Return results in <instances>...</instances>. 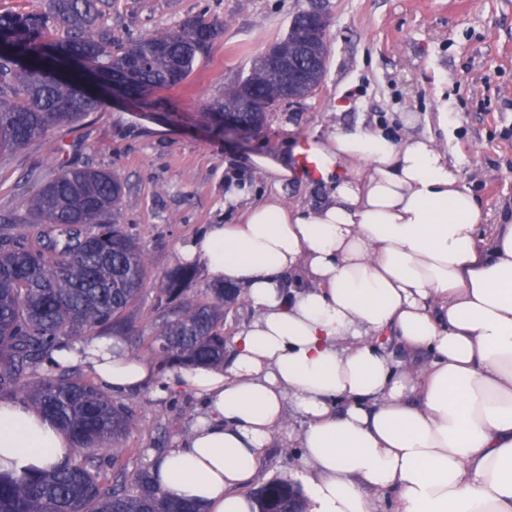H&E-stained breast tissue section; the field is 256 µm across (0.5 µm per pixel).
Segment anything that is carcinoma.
Here are the masks:
<instances>
[{
    "instance_id": "obj_1",
    "label": "carcinoma",
    "mask_w": 512,
    "mask_h": 512,
    "mask_svg": "<svg viewBox=\"0 0 512 512\" xmlns=\"http://www.w3.org/2000/svg\"><path fill=\"white\" fill-rule=\"evenodd\" d=\"M106 0H48L43 12L0 14V152L19 149L49 129L74 125L104 100L90 95L84 72L107 82L127 63H140L133 89L142 95L176 87L192 71L197 53L219 33L215 24L185 21L138 38L119 52L95 32ZM69 37L45 43L51 26ZM316 65L326 69V31L315 36ZM288 88V67L258 58L250 73L215 106L211 119L224 125V110L248 98L255 105ZM123 185L114 173L91 166L65 167L27 201L29 232L0 229V396H16L56 424L72 443L70 462L48 473L15 477L0 472V512H203L157 488L149 470L115 481L103 467L128 453L121 440L138 425L133 406L52 354L75 340L132 335L130 313L148 279L147 254L117 223ZM194 264L168 271L156 288L159 324L148 343L150 363L164 373L175 367L224 362V284L209 298L191 295ZM276 479L249 491L256 512H286L288 491Z\"/></svg>"
}]
</instances>
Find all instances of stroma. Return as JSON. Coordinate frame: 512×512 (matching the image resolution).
<instances>
[{
  "label": "stroma",
  "mask_w": 512,
  "mask_h": 512,
  "mask_svg": "<svg viewBox=\"0 0 512 512\" xmlns=\"http://www.w3.org/2000/svg\"><path fill=\"white\" fill-rule=\"evenodd\" d=\"M329 16L323 80L299 104L268 112L260 131L243 137L219 130L212 104L284 37L308 0H108L97 29L120 47L157 28L188 19L221 23L219 37L198 55L178 87L144 98H110L72 126L56 127L24 147L0 154V214L26 213L28 198L65 166L90 165L124 183L118 221L143 245L150 281L134 310L135 333L151 335L155 285L180 263L178 246L212 224L233 223L230 188L256 200L271 186L244 167L248 154H285L298 139L353 126L384 128L393 140L418 115L416 133L441 138L460 163L482 213L483 237L512 218V0H318ZM448 126L440 128L439 113ZM140 425L126 439L127 472L177 447L195 421L198 399L153 388L122 396ZM304 426L288 416L262 460L259 482L295 470L288 437Z\"/></svg>",
  "instance_id": "obj_1"
}]
</instances>
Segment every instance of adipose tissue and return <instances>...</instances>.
I'll return each instance as SVG.
<instances>
[{
  "mask_svg": "<svg viewBox=\"0 0 512 512\" xmlns=\"http://www.w3.org/2000/svg\"><path fill=\"white\" fill-rule=\"evenodd\" d=\"M275 192L179 248L241 288L253 311L224 364L169 373L200 400L183 444L150 473L205 512H253L247 489L288 412L305 422L297 480L307 512H512V224L481 245V211L433 137L338 129L293 156L250 155ZM329 186L301 210L277 190ZM112 395L157 386L111 336L56 352ZM65 435L0 402V470L70 457Z\"/></svg>",
  "mask_w": 512,
  "mask_h": 512,
  "instance_id": "obj_1",
  "label": "adipose tissue"
}]
</instances>
